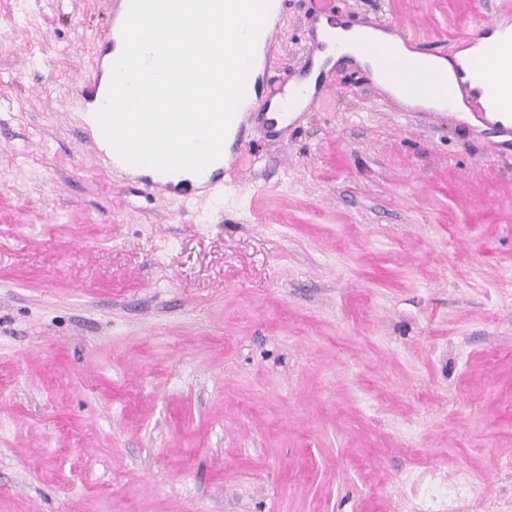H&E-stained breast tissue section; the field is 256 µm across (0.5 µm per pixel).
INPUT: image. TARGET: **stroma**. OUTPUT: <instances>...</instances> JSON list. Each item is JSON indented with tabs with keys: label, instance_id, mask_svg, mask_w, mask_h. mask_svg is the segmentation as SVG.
Here are the masks:
<instances>
[{
	"label": "stroma",
	"instance_id": "1",
	"mask_svg": "<svg viewBox=\"0 0 512 512\" xmlns=\"http://www.w3.org/2000/svg\"><path fill=\"white\" fill-rule=\"evenodd\" d=\"M335 6L441 54L490 15ZM111 13L0 0V512H512V139L340 60L237 191L141 193L80 122Z\"/></svg>",
	"mask_w": 512,
	"mask_h": 512
}]
</instances>
